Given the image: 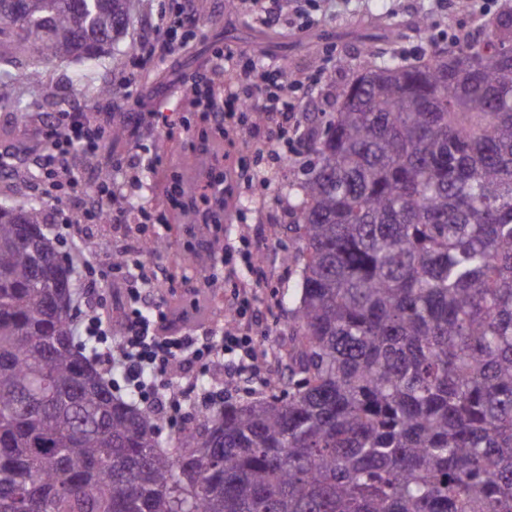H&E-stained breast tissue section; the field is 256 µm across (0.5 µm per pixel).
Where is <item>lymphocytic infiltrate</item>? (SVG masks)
I'll list each match as a JSON object with an SVG mask.
<instances>
[{"mask_svg": "<svg viewBox=\"0 0 512 512\" xmlns=\"http://www.w3.org/2000/svg\"><path fill=\"white\" fill-rule=\"evenodd\" d=\"M185 22L183 6L170 0L154 33L136 49V56L159 58L178 40L188 39L191 32ZM234 57L231 50H216L210 77L187 85V92L202 112L220 130L244 126L259 110L275 121L278 139H297L301 130L296 114L308 94V84L298 83L291 95H281L277 91L281 72L253 59L240 69L223 95H216L212 81L223 77L226 62ZM256 71L261 72L262 83L252 80ZM110 134L100 113L76 107L48 113L41 128L45 149L29 165L28 175L38 187H52V203L63 205L64 241L75 251L96 254L124 286L126 315L120 335H113L111 324L93 314L79 325L83 344L103 359L109 373L119 374L126 390L142 404L175 416L182 408L195 407L198 400H215L214 394L203 393L198 385L194 373L198 363L208 362L210 367L223 370L228 379L252 368L255 344L247 315L254 308L255 297L249 285H240L228 305L233 321L221 330L180 336L158 334L157 323L164 311L143 263L113 261L111 244L93 238L90 228L106 217L120 222L123 213L130 210L136 211L138 223H149L150 213L137 199L144 187L143 173L161 166L162 159L158 154L147 156L136 150L100 163Z\"/></svg>", "mask_w": 512, "mask_h": 512, "instance_id": "obj_1", "label": "lymphocytic infiltrate"}]
</instances>
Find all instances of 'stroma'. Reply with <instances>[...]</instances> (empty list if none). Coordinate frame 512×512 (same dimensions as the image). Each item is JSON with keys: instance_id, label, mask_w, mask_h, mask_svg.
<instances>
[{"instance_id": "35a3bbf8", "label": "stroma", "mask_w": 512, "mask_h": 512, "mask_svg": "<svg viewBox=\"0 0 512 512\" xmlns=\"http://www.w3.org/2000/svg\"><path fill=\"white\" fill-rule=\"evenodd\" d=\"M288 21L261 25L248 0H208L205 13L195 17V36L147 69L133 65L131 55L141 38L151 33L160 0H134L126 34L117 58L39 61L21 58L18 69L35 68L33 83H17L10 99L0 104V152L17 155L27 167L43 150L40 127L45 113L65 105L101 112L104 120H123L126 135L106 140L103 154L120 157L135 146L161 154L163 165L144 174L145 203L161 224H99L96 236L110 240L115 251L125 245L141 247V262L154 275V291L172 319V331L222 327L225 305L241 283L252 284L256 298L253 319L261 333L259 373L244 372L224 384L225 397L247 400L267 392L271 379L283 377L288 360L294 309L298 303V275L286 254L301 244L290 231L297 185L312 159L311 143L334 115L338 92L367 66L382 65L390 57L407 62L422 57L431 45H448L453 34L468 32L471 42L486 39L490 24L512 15V0H489L479 15L476 0H290ZM429 29H421V19ZM260 56L264 64L283 70L289 78H315L316 83L297 118L300 139L285 146L287 163H277L267 140L231 128L211 129L185 92L194 79L208 75L215 50ZM373 47L366 55L365 47ZM110 95H101L102 86ZM179 113L189 130L167 135L152 113ZM221 162L232 173V207L221 230L195 223L192 214H177L170 204L173 180L189 181V165ZM159 239L166 247L145 250ZM234 248L235 259L218 279H210L216 243ZM255 257L244 267L240 252Z\"/></svg>"}]
</instances>
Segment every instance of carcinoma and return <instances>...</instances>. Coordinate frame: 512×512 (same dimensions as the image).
<instances>
[{
	"label": "carcinoma",
	"mask_w": 512,
	"mask_h": 512,
	"mask_svg": "<svg viewBox=\"0 0 512 512\" xmlns=\"http://www.w3.org/2000/svg\"><path fill=\"white\" fill-rule=\"evenodd\" d=\"M131 0H0L21 56L95 60ZM512 19L358 75L291 231L288 391L158 441L75 342L40 205L0 212V512H512Z\"/></svg>",
	"instance_id": "cac0c4a2"
}]
</instances>
